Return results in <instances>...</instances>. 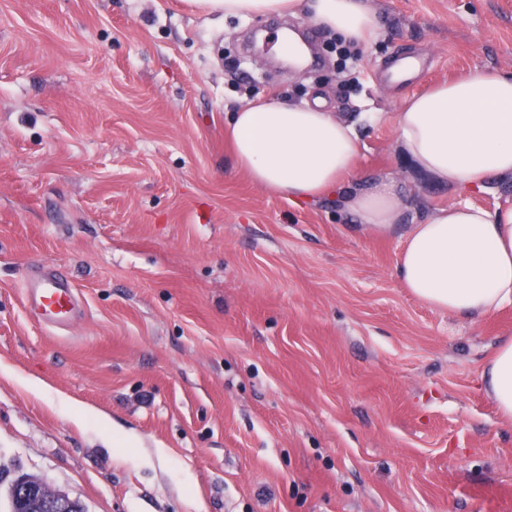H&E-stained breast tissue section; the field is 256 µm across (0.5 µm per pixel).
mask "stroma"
I'll list each match as a JSON object with an SVG mask.
<instances>
[{
	"instance_id": "stroma-1",
	"label": "stroma",
	"mask_w": 512,
	"mask_h": 512,
	"mask_svg": "<svg viewBox=\"0 0 512 512\" xmlns=\"http://www.w3.org/2000/svg\"><path fill=\"white\" fill-rule=\"evenodd\" d=\"M380 34L341 72L248 45L279 16L182 0H0V512L33 476L86 512H512V423L481 374L512 304L464 317L400 282L399 232L363 234L329 193L254 185L228 113L281 97L358 125V169L392 178L403 227L451 204L512 207V178L451 190L404 159L395 117L440 81L512 72V0H370ZM419 51L427 72H373ZM65 273L80 313L47 327L31 267ZM94 408L77 426L21 385Z\"/></svg>"
}]
</instances>
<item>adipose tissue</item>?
<instances>
[{"label": "adipose tissue", "mask_w": 512, "mask_h": 512, "mask_svg": "<svg viewBox=\"0 0 512 512\" xmlns=\"http://www.w3.org/2000/svg\"><path fill=\"white\" fill-rule=\"evenodd\" d=\"M194 12L243 18L306 16L347 43L377 38L368 0H183ZM399 143L416 168L448 186L481 188L512 177V73H472L407 99L396 114ZM239 169L257 185L308 201L360 180L356 125L322 106L269 98L234 112L225 128ZM363 231L392 234L404 207L394 180L380 179L345 201ZM400 280L419 299L451 313L479 316L512 303V207L452 204L404 235ZM482 381L512 422V336L500 337Z\"/></svg>", "instance_id": "1"}]
</instances>
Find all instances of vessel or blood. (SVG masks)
I'll return each mask as SVG.
<instances>
[{"mask_svg":"<svg viewBox=\"0 0 512 512\" xmlns=\"http://www.w3.org/2000/svg\"><path fill=\"white\" fill-rule=\"evenodd\" d=\"M423 58L400 53L393 57L384 81L388 84L409 83L413 74L423 69ZM26 306L49 326L61 328L78 314V297L69 283L58 273L37 271L25 278Z\"/></svg>","mask_w":512,"mask_h":512,"instance_id":"1","label":"vessel or blood"}]
</instances>
